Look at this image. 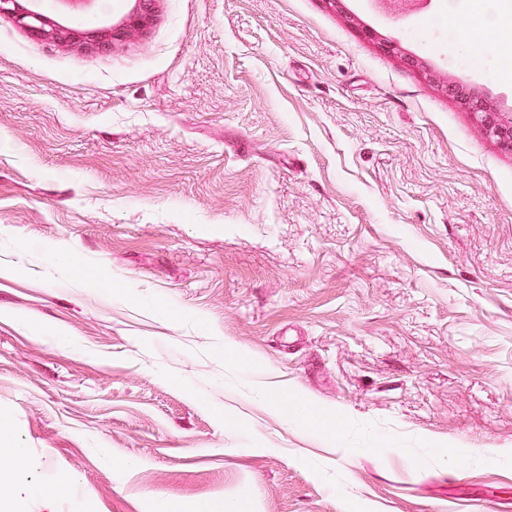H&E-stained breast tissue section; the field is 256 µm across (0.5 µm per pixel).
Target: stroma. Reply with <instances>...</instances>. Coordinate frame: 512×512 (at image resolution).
Segmentation results:
<instances>
[{"mask_svg": "<svg viewBox=\"0 0 512 512\" xmlns=\"http://www.w3.org/2000/svg\"><path fill=\"white\" fill-rule=\"evenodd\" d=\"M139 9L0 16L11 512H512V0ZM19 0H0V15L6 14L12 16L16 23L33 33L36 36L46 38L50 43H65L77 37V34L96 44L111 45L112 38L122 36L124 32L114 31L112 27L107 29H95L88 33H79L75 29L59 26L49 19L43 17L40 13L24 8ZM88 37H91L89 39Z\"/></svg>", "mask_w": 512, "mask_h": 512, "instance_id": "obj_1", "label": "stroma"}]
</instances>
